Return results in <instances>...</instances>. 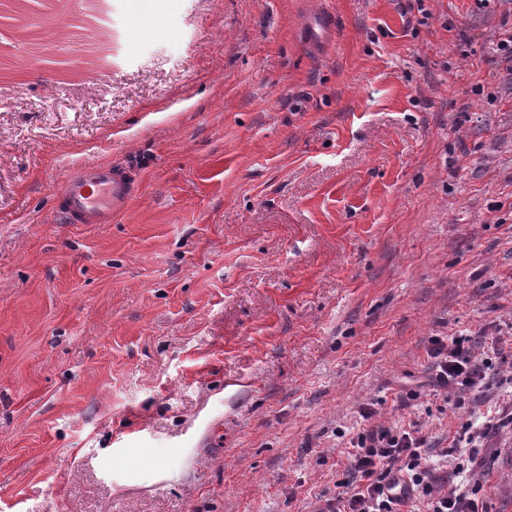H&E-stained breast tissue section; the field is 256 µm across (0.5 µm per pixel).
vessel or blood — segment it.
<instances>
[{"instance_id": "1", "label": "vessel or blood", "mask_w": 512, "mask_h": 512, "mask_svg": "<svg viewBox=\"0 0 512 512\" xmlns=\"http://www.w3.org/2000/svg\"><path fill=\"white\" fill-rule=\"evenodd\" d=\"M334 27L328 15L308 17L304 37L316 49L332 38ZM133 194V181L119 165H81L74 168L58 193V208L72 224H108L125 210Z\"/></svg>"}]
</instances>
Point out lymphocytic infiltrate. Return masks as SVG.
<instances>
[{
	"instance_id": "1",
	"label": "lymphocytic infiltrate",
	"mask_w": 512,
	"mask_h": 512,
	"mask_svg": "<svg viewBox=\"0 0 512 512\" xmlns=\"http://www.w3.org/2000/svg\"><path fill=\"white\" fill-rule=\"evenodd\" d=\"M427 355L437 392L477 400L493 396L488 379L491 360L477 355L471 337H432ZM428 457L427 439L417 424L364 428L350 441L349 478L340 484L335 499L327 501L324 512H479L468 485L447 491L436 486ZM398 482L405 487L400 496L393 493Z\"/></svg>"
}]
</instances>
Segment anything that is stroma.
<instances>
[{"mask_svg": "<svg viewBox=\"0 0 512 512\" xmlns=\"http://www.w3.org/2000/svg\"><path fill=\"white\" fill-rule=\"evenodd\" d=\"M510 30L512 0H0V512H317L368 425L484 421L434 336L501 337L512 401ZM93 162L137 189L66 223ZM475 473L512 512V433ZM334 27L326 14L310 16L304 23V37L308 47L317 49L332 38ZM133 181L119 165H80L62 183L58 209L70 224H109L125 210Z\"/></svg>", "mask_w": 512, "mask_h": 512, "instance_id": "1", "label": "stroma"}]
</instances>
